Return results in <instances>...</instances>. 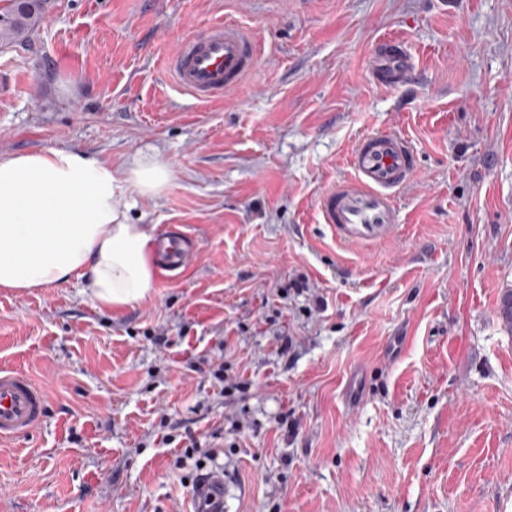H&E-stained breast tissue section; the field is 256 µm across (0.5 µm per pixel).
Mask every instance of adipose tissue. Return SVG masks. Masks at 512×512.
I'll return each mask as SVG.
<instances>
[{
    "mask_svg": "<svg viewBox=\"0 0 512 512\" xmlns=\"http://www.w3.org/2000/svg\"><path fill=\"white\" fill-rule=\"evenodd\" d=\"M114 191L111 168L80 152L0 157V288L25 293L76 277L107 310L146 299L155 237L116 208Z\"/></svg>",
    "mask_w": 512,
    "mask_h": 512,
    "instance_id": "obj_1",
    "label": "adipose tissue"
}]
</instances>
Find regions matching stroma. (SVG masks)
<instances>
[{"label":"stroma","instance_id":"stroma-1","mask_svg":"<svg viewBox=\"0 0 512 512\" xmlns=\"http://www.w3.org/2000/svg\"><path fill=\"white\" fill-rule=\"evenodd\" d=\"M220 19L262 53L202 105L165 60ZM385 39L415 69L392 86L369 70ZM376 132L419 169L395 231L352 244L316 197ZM47 149L108 165L131 222L188 233L195 257L120 311L77 278L0 288V366L48 401L0 446V512H192L194 444L228 512H512V0H46L33 38L0 46V156ZM143 156L169 172L145 195ZM295 278L321 312L281 298ZM219 349L243 399L202 372Z\"/></svg>","mask_w":512,"mask_h":512}]
</instances>
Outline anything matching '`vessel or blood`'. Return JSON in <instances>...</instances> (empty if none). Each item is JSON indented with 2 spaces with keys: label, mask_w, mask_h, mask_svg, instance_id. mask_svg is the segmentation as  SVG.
<instances>
[{
  "label": "vessel or blood",
  "mask_w": 512,
  "mask_h": 512,
  "mask_svg": "<svg viewBox=\"0 0 512 512\" xmlns=\"http://www.w3.org/2000/svg\"><path fill=\"white\" fill-rule=\"evenodd\" d=\"M260 45L253 33L238 24L218 21L200 37L183 40L168 56L166 68L173 85L202 103L235 92L254 70ZM373 79L398 83L413 70L412 58L400 41L379 43L371 61ZM352 174L318 197L323 223L331 225L346 241H378L393 233L398 222L396 193L414 178V151L395 133L369 134L353 149ZM163 247L164 272L186 265L189 254L183 238L156 237ZM47 400L43 390L22 370L0 368V440L14 441L35 429L44 419ZM224 475L210 472L194 492V512H225Z\"/></svg>",
  "instance_id": "1"
}]
</instances>
